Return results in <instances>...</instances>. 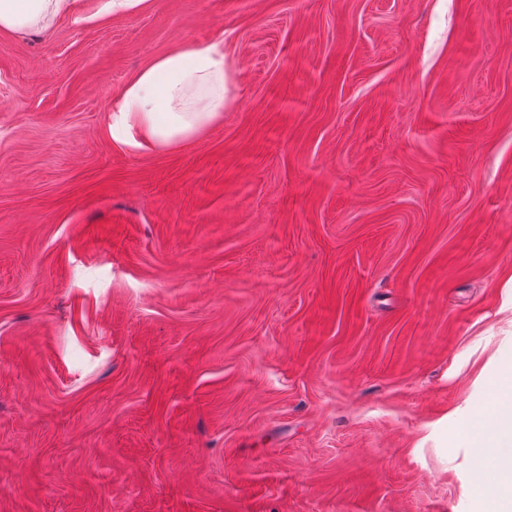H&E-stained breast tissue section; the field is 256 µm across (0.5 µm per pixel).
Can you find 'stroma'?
Here are the masks:
<instances>
[{
  "instance_id": "35a3bbf8",
  "label": "stroma",
  "mask_w": 512,
  "mask_h": 512,
  "mask_svg": "<svg viewBox=\"0 0 512 512\" xmlns=\"http://www.w3.org/2000/svg\"><path fill=\"white\" fill-rule=\"evenodd\" d=\"M220 41L167 151L108 111ZM512 0H149L0 35V512H477L512 396ZM222 42L185 43L152 60L123 86L109 110L114 145L166 150L221 120L228 97Z\"/></svg>"
}]
</instances>
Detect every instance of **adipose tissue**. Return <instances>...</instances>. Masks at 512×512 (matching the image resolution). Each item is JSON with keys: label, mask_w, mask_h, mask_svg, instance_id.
<instances>
[{"label": "adipose tissue", "mask_w": 512, "mask_h": 512, "mask_svg": "<svg viewBox=\"0 0 512 512\" xmlns=\"http://www.w3.org/2000/svg\"><path fill=\"white\" fill-rule=\"evenodd\" d=\"M147 0H101L95 13L82 0H0V32H42L62 19L92 23L103 16L142 10ZM228 61L220 42L185 43L152 60L114 99L108 127L124 151L166 150L196 138L221 120L228 97ZM461 436L483 449L492 472H478L485 512H512V455L499 453L492 438L512 435V400L494 401L481 427L464 422Z\"/></svg>", "instance_id": "1"}]
</instances>
